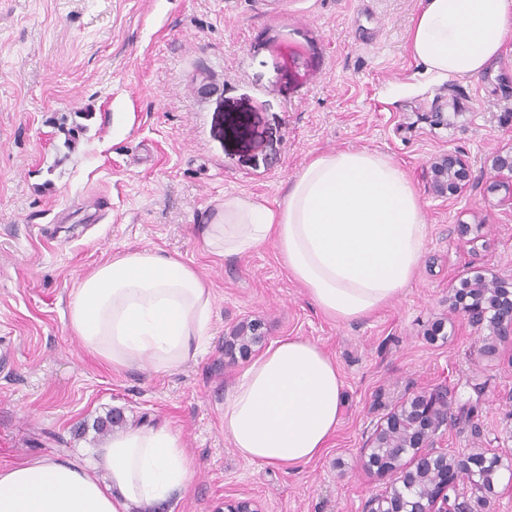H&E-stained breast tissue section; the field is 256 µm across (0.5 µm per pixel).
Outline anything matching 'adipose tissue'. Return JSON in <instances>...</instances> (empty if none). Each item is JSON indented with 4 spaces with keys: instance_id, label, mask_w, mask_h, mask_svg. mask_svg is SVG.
I'll return each mask as SVG.
<instances>
[{
    "instance_id": "1",
    "label": "adipose tissue",
    "mask_w": 512,
    "mask_h": 512,
    "mask_svg": "<svg viewBox=\"0 0 512 512\" xmlns=\"http://www.w3.org/2000/svg\"><path fill=\"white\" fill-rule=\"evenodd\" d=\"M512 40V0H421L409 50L434 79L480 77ZM201 235L208 253L245 256L267 242L329 319H366L394 301L421 264L428 226L416 188L386 156L317 152L276 206L225 199ZM213 292L179 256L113 254L74 292L69 326L113 370L178 369L205 349ZM344 383L316 343L285 336L236 377L222 428L237 455L265 466L318 458L342 422ZM191 451L169 425L131 426L93 465L57 455L0 466V512H159L190 488Z\"/></svg>"
}]
</instances>
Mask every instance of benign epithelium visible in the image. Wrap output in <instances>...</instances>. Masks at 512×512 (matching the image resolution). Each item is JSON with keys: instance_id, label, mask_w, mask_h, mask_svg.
I'll use <instances>...</instances> for the list:
<instances>
[{"instance_id": "7a95c632", "label": "benign epithelium", "mask_w": 512, "mask_h": 512, "mask_svg": "<svg viewBox=\"0 0 512 512\" xmlns=\"http://www.w3.org/2000/svg\"><path fill=\"white\" fill-rule=\"evenodd\" d=\"M490 170L505 188L501 205L512 208V149L489 159ZM430 190L437 197L459 194L471 179L469 165L452 153L429 160ZM458 313L474 329L487 326L498 336L512 335V277L481 271L463 277L456 290ZM261 325L243 322L231 336L262 339ZM448 424V389L436 387L404 400L377 423L360 449L368 469L390 476L385 489L371 495L363 512H493L496 474L502 456L438 447Z\"/></svg>"}]
</instances>
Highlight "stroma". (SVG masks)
<instances>
[{
    "label": "stroma",
    "instance_id": "1",
    "mask_svg": "<svg viewBox=\"0 0 512 512\" xmlns=\"http://www.w3.org/2000/svg\"><path fill=\"white\" fill-rule=\"evenodd\" d=\"M418 0H0V465L40 454L92 462L97 420L179 429L198 467L162 512H362L384 484L360 450L407 396L446 386L444 448H512V335L454 312L470 266L512 276V209L488 159L512 146V52L479 78L441 84L408 49ZM366 149L403 167L428 224L414 281L359 322L325 318L274 243L219 259L199 227L225 197L280 202L310 153ZM472 170L455 197L427 163ZM471 231L459 236L457 226ZM159 250L213 288L210 338L166 374L122 372L72 338L79 281L117 252ZM447 319V340L427 331ZM259 321L267 341L302 336L344 382L341 425L322 455L259 467L220 427L245 358L224 335ZM428 174L432 194L442 198L459 194L471 179L469 165L452 153L432 157L428 163Z\"/></svg>",
    "mask_w": 512,
    "mask_h": 512
}]
</instances>
